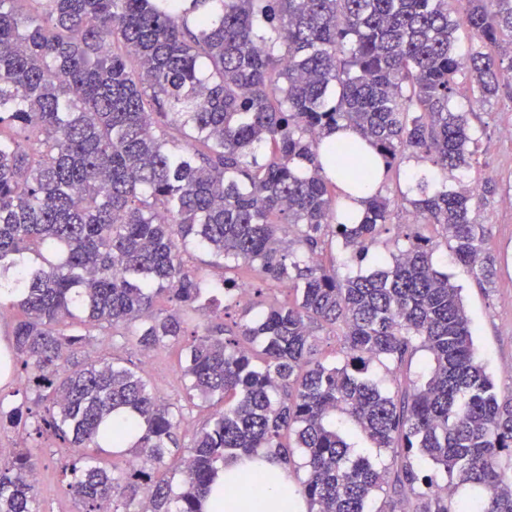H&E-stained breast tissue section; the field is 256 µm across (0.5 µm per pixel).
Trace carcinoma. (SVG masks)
<instances>
[{"label":"carcinoma","instance_id":"cac0c4a2","mask_svg":"<svg viewBox=\"0 0 512 512\" xmlns=\"http://www.w3.org/2000/svg\"><path fill=\"white\" fill-rule=\"evenodd\" d=\"M455 2L0 0V308L22 313L12 361L32 375L0 424L70 449L65 489L83 512H203L216 463L241 457L253 484L265 458L304 472L308 512H512V397L433 261L443 244L477 282L497 272L477 214L491 183L465 178L481 131L455 103L490 102L512 74V0ZM341 127L385 174L431 164L402 195L418 230L382 237L392 201L362 143L327 140ZM354 190L368 193L359 214ZM376 245L379 266L343 278L321 259ZM193 249L224 280L195 273ZM243 269L272 300L189 329L215 296L237 302ZM324 331L343 345L334 363ZM94 334L147 351L188 337L186 400L223 407L182 455L183 406L118 357L75 359ZM39 452L0 466V512H39ZM463 485L484 497L456 501Z\"/></svg>","mask_w":512,"mask_h":512}]
</instances>
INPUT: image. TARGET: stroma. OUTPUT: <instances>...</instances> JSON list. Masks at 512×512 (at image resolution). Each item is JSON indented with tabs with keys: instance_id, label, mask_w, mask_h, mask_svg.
<instances>
[{
	"instance_id": "obj_1",
	"label": "stroma",
	"mask_w": 512,
	"mask_h": 512,
	"mask_svg": "<svg viewBox=\"0 0 512 512\" xmlns=\"http://www.w3.org/2000/svg\"><path fill=\"white\" fill-rule=\"evenodd\" d=\"M472 123L482 128L483 135L470 178L478 183L490 180L494 187L493 194L482 200L479 215L488 227V250L498 257L512 251V138L506 135L507 129H512V79L504 81L497 99L478 108ZM435 259L463 287L476 356L492 375L498 393L512 395V267L498 269L493 284L482 285L454 265L446 250H438ZM99 349L143 368L140 351L124 338L105 337ZM143 370L157 397L182 402L185 379L180 345L157 350L153 365ZM42 445L41 512H78L62 487L64 456L57 452L55 440L43 439Z\"/></svg>"
}]
</instances>
